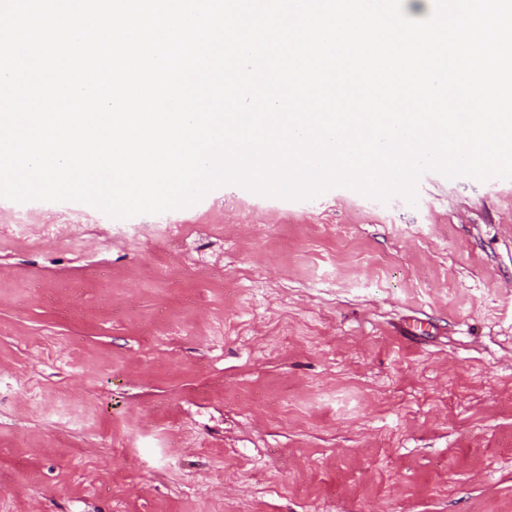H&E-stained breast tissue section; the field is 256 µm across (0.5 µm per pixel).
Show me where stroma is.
Here are the masks:
<instances>
[{
  "mask_svg": "<svg viewBox=\"0 0 512 512\" xmlns=\"http://www.w3.org/2000/svg\"><path fill=\"white\" fill-rule=\"evenodd\" d=\"M0 209V512H512V179Z\"/></svg>",
  "mask_w": 512,
  "mask_h": 512,
  "instance_id": "35a3bbf8",
  "label": "stroma"
}]
</instances>
